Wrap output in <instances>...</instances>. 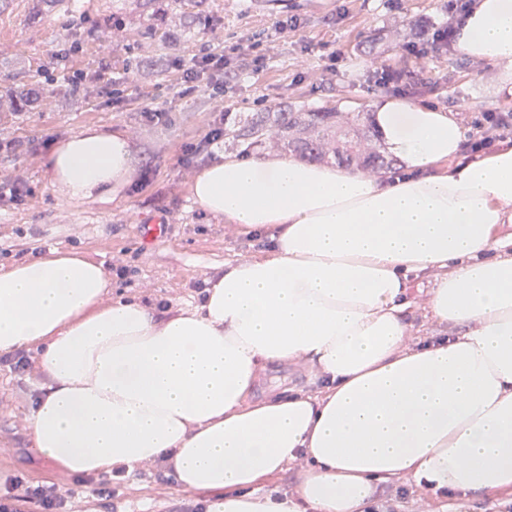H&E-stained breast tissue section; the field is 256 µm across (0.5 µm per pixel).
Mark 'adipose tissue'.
<instances>
[{
  "label": "adipose tissue",
  "mask_w": 512,
  "mask_h": 512,
  "mask_svg": "<svg viewBox=\"0 0 512 512\" xmlns=\"http://www.w3.org/2000/svg\"><path fill=\"white\" fill-rule=\"evenodd\" d=\"M456 46L512 63V0H473ZM371 122L402 175L274 154L199 171L194 203L271 245L167 321L104 302L105 272L84 256L0 267V356L39 354L27 420L49 464L99 476L159 461L208 493L207 512H360L404 477L512 491V145L464 159L458 114L403 97ZM130 162L126 135L87 130L46 165L69 197L107 201ZM418 274L434 277L424 310L456 333L414 346ZM280 364L321 388L255 398ZM291 464L294 495L261 493Z\"/></svg>",
  "instance_id": "obj_1"
}]
</instances>
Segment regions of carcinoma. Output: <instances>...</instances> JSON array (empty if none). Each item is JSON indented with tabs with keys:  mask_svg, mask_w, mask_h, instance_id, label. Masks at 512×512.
<instances>
[{
	"mask_svg": "<svg viewBox=\"0 0 512 512\" xmlns=\"http://www.w3.org/2000/svg\"><path fill=\"white\" fill-rule=\"evenodd\" d=\"M152 11L142 15L148 26L160 19L172 0H141ZM224 134L243 155L251 157L276 147L308 163L331 161L361 172L387 168L392 160L376 145V133L364 112H339L334 106L304 109L278 104L241 118L224 113Z\"/></svg>",
	"mask_w": 512,
	"mask_h": 512,
	"instance_id": "obj_1",
	"label": "carcinoma"
}]
</instances>
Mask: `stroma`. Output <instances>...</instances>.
Here are the masks:
<instances>
[{
    "mask_svg": "<svg viewBox=\"0 0 512 512\" xmlns=\"http://www.w3.org/2000/svg\"><path fill=\"white\" fill-rule=\"evenodd\" d=\"M114 0H96L95 9L71 16L61 8L35 10L34 0H0V86L38 87L53 77L54 92L37 104L0 89V181L23 176L28 193L0 200V266L29 261L50 251L76 252L107 270V297L139 300L156 320L177 315L199 300L224 265L265 253L268 240L234 232L223 216L205 212L191 196L194 176L205 166L235 153L231 138L199 154L190 153L219 111L255 112L282 101L317 108L336 105L344 112L371 109L392 88L375 84L373 71L402 76L405 96L418 103L446 106L459 113L465 131L487 110L512 111V65L479 61L458 51L415 57L402 43L415 31L430 32L451 22L444 0H207L210 22L200 35L184 27L197 0L162 18L155 31L138 17L114 27ZM297 18L298 30L286 27ZM420 23L410 30L409 20ZM259 41L260 61L225 54L235 86L219 94L204 85L174 100L165 98L171 62L203 55L205 44L227 46ZM79 71L83 92H72L68 77ZM165 100L167 121H147L139 90ZM86 129L128 134L133 155L127 186L109 201L71 199L52 185L46 172L49 152ZM161 225L158 235L148 233ZM129 269L110 271L112 263ZM26 370L13 368L14 356H0V495L9 479L55 486L72 512H190L193 497L177 489L161 464H147L103 495L98 479L56 469L32 445L27 415L42 375L37 353H25ZM512 502L498 492L473 500L459 493H431L413 480L380 483L374 505L397 512H490Z\"/></svg>",
    "mask_w": 512,
    "mask_h": 512,
    "instance_id": "stroma-1",
    "label": "stroma"
}]
</instances>
